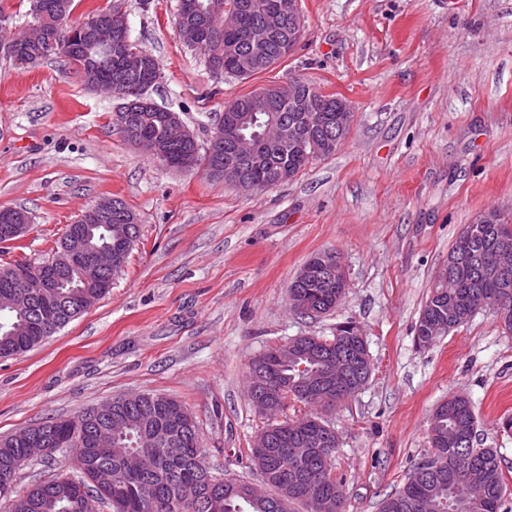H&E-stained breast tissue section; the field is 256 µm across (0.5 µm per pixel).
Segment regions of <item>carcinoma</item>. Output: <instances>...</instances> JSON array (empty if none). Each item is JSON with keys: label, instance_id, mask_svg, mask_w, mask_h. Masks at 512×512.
<instances>
[{"label": "carcinoma", "instance_id": "1", "mask_svg": "<svg viewBox=\"0 0 512 512\" xmlns=\"http://www.w3.org/2000/svg\"><path fill=\"white\" fill-rule=\"evenodd\" d=\"M222 6L243 12V32L224 33L219 15L176 14L175 32L187 46L200 51L215 77L232 74L249 79L273 69L283 62L280 45L285 35L266 37L262 52H256L249 35L259 25L263 5L269 0H215ZM74 0H30L33 18L28 38L8 47L0 46V54L17 65L32 66L44 59L42 49L49 41L66 45L61 56L76 68L94 65L95 86L114 84L116 80L136 83L138 73L110 56L93 38L96 20L112 15V10L95 9L87 19L61 23L70 18ZM315 138L324 140L336 133V96L323 94ZM239 110L258 117L276 112L288 120H298L304 113L291 102L276 98L257 99L255 92L234 99ZM170 111L157 105L132 107L124 123L118 125L128 141L147 134L164 147L167 158L178 162L193 145L184 140L171 141L166 128ZM234 127L224 126L221 136L207 147L198 148L196 169L210 178L216 173L217 161H226V144ZM266 162L248 173L280 185L303 170L311 159L293 143L262 146ZM512 243V224H504L491 213L485 221L465 227L448 250V256L468 257L472 275L464 282L471 295L472 306H457L454 289L435 279L416 325L417 343L427 346L468 322L480 309L498 301L502 290L497 282L484 277L493 233ZM78 238L90 250L111 245L107 224H69L47 262L62 268L54 288L56 317L42 323V304L23 288L12 290L11 304L0 308V358L21 355L57 333L80 315L74 301L81 295L99 300L109 289L83 279L82 268L70 263L68 242ZM341 287L335 275L318 281L295 277L288 287L290 300L327 315L340 304ZM442 324L439 332L429 333L430 325ZM342 337L297 336L288 361L282 362L272 346L263 352L266 370L271 376V394L299 404L295 419H312L307 435L317 433L327 423L316 409V403L301 397L302 391L324 374L336 357V343ZM278 436L274 447L263 458L250 456V462L271 493L256 498L246 494L247 481L235 479L231 486L208 488L217 474L205 461L203 441L192 412L180 401L161 394L143 393L132 402L112 401V412L95 415V408L85 409L67 418L51 417L37 425L27 426L0 436V501L5 512H91L88 499L98 505L107 504L112 512H291L299 504L305 512H336V500L342 497V485L332 470L321 467L317 447L295 441L288 420L269 424ZM92 430L81 449L69 443L81 437L82 429ZM433 428L443 431L448 440L462 435L465 442L436 447L432 459L440 464L433 473L416 465L402 488L388 497L381 512H503L507 485L501 460L491 448L475 446L476 418L470 400L455 396L435 410ZM42 444L49 449L47 458L64 454L70 464L33 484L22 495L13 494V482L25 466L26 449Z\"/></svg>", "mask_w": 512, "mask_h": 512}]
</instances>
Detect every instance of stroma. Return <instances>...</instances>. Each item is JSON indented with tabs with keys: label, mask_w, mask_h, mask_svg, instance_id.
Returning <instances> with one entry per match:
<instances>
[{
	"label": "stroma",
	"mask_w": 512,
	"mask_h": 512,
	"mask_svg": "<svg viewBox=\"0 0 512 512\" xmlns=\"http://www.w3.org/2000/svg\"><path fill=\"white\" fill-rule=\"evenodd\" d=\"M178 0H79L120 8L162 72L152 100L207 145L224 105L300 78L346 99L354 117L335 153L246 195L202 171L167 167L128 143L117 98L52 56L22 68L0 55V207L28 212L22 247L0 265L51 255L66 225L105 198L136 217L139 241L111 291L33 350L0 358V435L131 393L194 414L213 471L252 480L266 421L247 394L268 347L356 324L373 372L328 413L346 512L383 499L431 452L438 403L468 397L480 447L512 487V334L494 309L427 348L415 326L448 250L487 212L512 224V0H300L303 35L275 69L217 79L174 31ZM332 250L347 288L330 315L289 306L303 264Z\"/></svg>",
	"instance_id": "obj_1"
}]
</instances>
